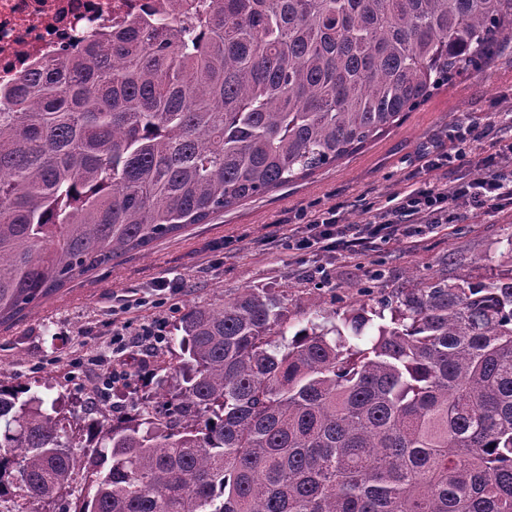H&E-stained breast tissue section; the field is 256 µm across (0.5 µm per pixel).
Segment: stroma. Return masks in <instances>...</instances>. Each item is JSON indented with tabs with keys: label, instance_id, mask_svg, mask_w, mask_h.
<instances>
[{
	"label": "stroma",
	"instance_id": "35a3bbf8",
	"mask_svg": "<svg viewBox=\"0 0 512 512\" xmlns=\"http://www.w3.org/2000/svg\"><path fill=\"white\" fill-rule=\"evenodd\" d=\"M510 143L512 38L481 73L440 87L402 125L353 156L159 239L67 284L18 324L0 327V380L50 381L78 435L83 402L110 376L113 352L129 367L153 372L166 346L143 342V331L169 335L189 307L267 288L298 325L318 309L375 306L433 275L475 283L512 269V207L471 210L453 223L407 239L371 240L354 252L297 251L287 241L288 219L303 208L332 209L342 223L358 224L367 206L387 211L411 190L472 180L487 159L512 169L504 152ZM439 154L452 155L453 163L430 168ZM164 280L180 292L157 293Z\"/></svg>",
	"mask_w": 512,
	"mask_h": 512
}]
</instances>
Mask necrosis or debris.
<instances>
[{"label": "necrosis or debris", "instance_id": "1", "mask_svg": "<svg viewBox=\"0 0 512 512\" xmlns=\"http://www.w3.org/2000/svg\"><path fill=\"white\" fill-rule=\"evenodd\" d=\"M165 0H0V86L36 64L80 52Z\"/></svg>", "mask_w": 512, "mask_h": 512}]
</instances>
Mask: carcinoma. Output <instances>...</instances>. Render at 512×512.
<instances>
[{"label": "carcinoma", "mask_w": 512, "mask_h": 512, "mask_svg": "<svg viewBox=\"0 0 512 512\" xmlns=\"http://www.w3.org/2000/svg\"><path fill=\"white\" fill-rule=\"evenodd\" d=\"M512 35V0H176L0 98V326L376 141ZM266 288L189 308L134 413L71 451L0 383L20 512H512V271L430 277L289 333Z\"/></svg>", "instance_id": "carcinoma-1"}]
</instances>
